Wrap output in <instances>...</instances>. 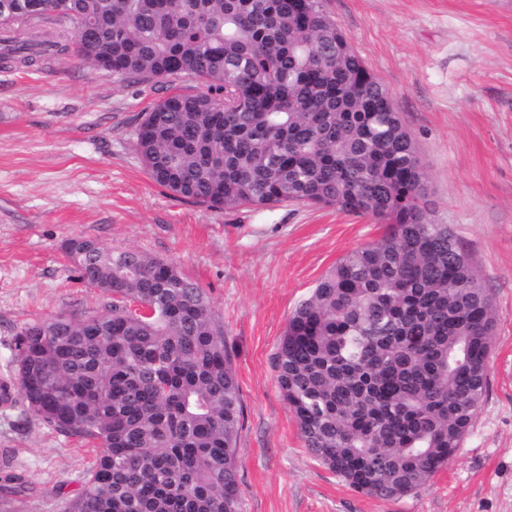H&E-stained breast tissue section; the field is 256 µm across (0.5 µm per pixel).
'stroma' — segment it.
<instances>
[{"mask_svg": "<svg viewBox=\"0 0 512 512\" xmlns=\"http://www.w3.org/2000/svg\"><path fill=\"white\" fill-rule=\"evenodd\" d=\"M414 139L431 219L468 246L497 313L489 388L454 459L416 494L351 490L307 450L273 357L288 317L346 253L379 236L331 207L210 209L173 197L135 148L166 90L50 55L0 61V379L21 327L97 308L64 243L81 236L171 261L224 317L243 406V512H512V0H326ZM88 457L0 400V512H65Z\"/></svg>", "mask_w": 512, "mask_h": 512, "instance_id": "35a3bbf8", "label": "stroma"}]
</instances>
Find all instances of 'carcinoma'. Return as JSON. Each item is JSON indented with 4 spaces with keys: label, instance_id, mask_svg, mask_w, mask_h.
<instances>
[{
    "label": "carcinoma",
    "instance_id": "carcinoma-1",
    "mask_svg": "<svg viewBox=\"0 0 512 512\" xmlns=\"http://www.w3.org/2000/svg\"><path fill=\"white\" fill-rule=\"evenodd\" d=\"M0 59L70 53L123 82L188 86L142 118L150 179L212 208L334 207L380 224L291 313L280 392L304 444L355 492H418L489 385L496 327L468 247L428 214L426 175L380 81L325 0H14ZM105 301L17 332L28 411L87 445L67 512H242L243 407L224 320L173 263L73 237Z\"/></svg>",
    "mask_w": 512,
    "mask_h": 512
}]
</instances>
